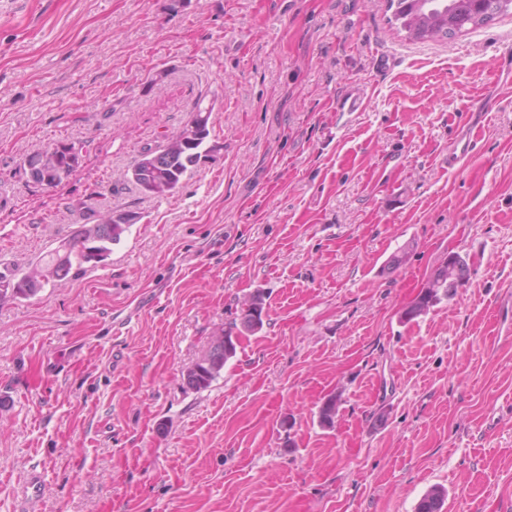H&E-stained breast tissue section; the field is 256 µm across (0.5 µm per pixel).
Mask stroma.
Returning a JSON list of instances; mask_svg holds the SVG:
<instances>
[{
	"instance_id": "1",
	"label": "stroma",
	"mask_w": 512,
	"mask_h": 512,
	"mask_svg": "<svg viewBox=\"0 0 512 512\" xmlns=\"http://www.w3.org/2000/svg\"><path fill=\"white\" fill-rule=\"evenodd\" d=\"M391 15L0 0V264L141 216L103 265L0 305V512H415L434 486L441 512H512V14L437 42ZM350 89L364 111H337ZM199 103L214 159L143 194L134 161ZM61 141L79 167L28 185L24 155ZM450 254L467 287L403 319ZM257 292L262 328L187 389ZM230 341L233 345V352L231 355L227 356L225 354H222L220 360L214 362L210 369H204L200 373H195L193 371L187 372L185 377V384L188 389L194 391H201L208 388L211 385L212 381L216 379L220 372L224 369V365L236 354V344L232 342L231 337Z\"/></svg>"
}]
</instances>
